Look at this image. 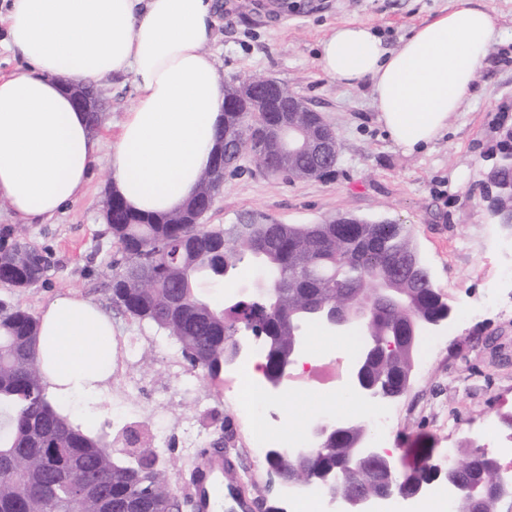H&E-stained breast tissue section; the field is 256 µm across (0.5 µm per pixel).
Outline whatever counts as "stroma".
Masks as SVG:
<instances>
[{"mask_svg": "<svg viewBox=\"0 0 512 512\" xmlns=\"http://www.w3.org/2000/svg\"><path fill=\"white\" fill-rule=\"evenodd\" d=\"M223 9L209 45L219 59L222 82L268 76L299 94L336 132L338 160L323 179L273 181L245 173L225 183L210 224H231L245 212L281 224H319L341 215L406 225L434 288L453 316L421 337L418 354L429 357L414 371L409 390L390 399L397 411L387 445L397 473L432 461L462 460L475 453L501 458L499 437L512 430V233L494 224L480 199L478 180L496 145L499 122L512 124V0H483L507 31L491 47L476 75L473 96L448 120L447 132L426 150L403 153L377 120L371 82L337 84L318 66L319 42L337 24L365 22L384 43L399 48L414 27L447 12L452 0H221ZM101 134L117 132L135 98L131 77L108 80ZM110 184L97 166L82 196L52 223L27 228L48 250L52 267L34 287L7 296L41 314L54 295L72 291L112 317L117 336L131 343L103 386L88 423L116 436L129 424L157 448L178 496L192 491L190 475L204 449L225 437L224 455L236 463L249 502L291 505L264 458L240 445L249 435L245 416L227 399V380L211 381L191 369L178 344L155 327L113 305L106 268L118 246L102 217ZM312 362L356 358L355 331L329 335L308 329ZM290 435H306L318 418L362 419L365 402L344 393L303 385L295 398H276Z\"/></svg>", "mask_w": 512, "mask_h": 512, "instance_id": "1", "label": "stroma"}]
</instances>
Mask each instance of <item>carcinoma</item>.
Masks as SVG:
<instances>
[{
  "mask_svg": "<svg viewBox=\"0 0 512 512\" xmlns=\"http://www.w3.org/2000/svg\"><path fill=\"white\" fill-rule=\"evenodd\" d=\"M224 92L220 142L225 144L248 130L249 104L233 99L229 85ZM497 135L493 160L482 172L491 194L482 200L485 208L507 218L512 216V125H499ZM315 164L309 151L288 158L291 170L308 172ZM217 193L209 171H203L193 202L187 204L198 208L196 224L137 213L114 194L108 225L122 252L112 269L113 305L173 338L189 366L210 380L219 379L238 355L230 339L235 325L253 324L263 331L265 368L270 370L288 355L291 325L322 327L314 305L338 299L362 303L377 294L386 275L397 277L405 303L376 308L370 325L374 337L391 340L410 317L425 320L447 313L448 303L429 284L424 269H412L418 252L404 225L343 215L324 224H253L249 237L242 238L237 235L241 219L205 223ZM251 257L257 273L267 277L265 296L247 298L229 311L213 304L206 289L223 285L221 271L236 274ZM45 258V250L22 226L0 229V288L36 286L50 268ZM38 323L29 310L0 300V512H91L95 501L109 505L108 512H172L175 492L150 442L139 445L138 458L118 461L104 436L72 425L46 399L37 360ZM412 368L408 348L377 356L370 368L377 394L405 393ZM368 435V423L359 422L319 455L287 461L282 470L287 477L332 470L342 476L336 491L371 497L391 484L410 493L441 480L456 491L455 512H499V503L512 499V475L484 453L446 465L425 461L402 476L366 470L357 462V449ZM64 470L80 473L85 495L55 482ZM144 486L152 488L146 498L140 495Z\"/></svg>",
  "mask_w": 512,
  "mask_h": 512,
  "instance_id": "1",
  "label": "carcinoma"
}]
</instances>
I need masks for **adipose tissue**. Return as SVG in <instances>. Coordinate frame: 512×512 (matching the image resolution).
I'll return each mask as SVG.
<instances>
[{"label":"adipose tissue","instance_id":"1","mask_svg":"<svg viewBox=\"0 0 512 512\" xmlns=\"http://www.w3.org/2000/svg\"><path fill=\"white\" fill-rule=\"evenodd\" d=\"M214 0H9L5 45L22 62L0 76V200L16 223L44 224L105 165L134 211L167 214L194 191L224 123L213 39ZM505 37L481 0L448 12L388 49L366 23L337 25L318 65L346 86L371 81L378 120L404 152L422 151L473 95L490 47ZM131 76L136 97L110 152L76 110L68 86ZM111 318L84 298L57 295L40 317L38 363L53 407L96 402L112 375Z\"/></svg>","mask_w":512,"mask_h":512}]
</instances>
